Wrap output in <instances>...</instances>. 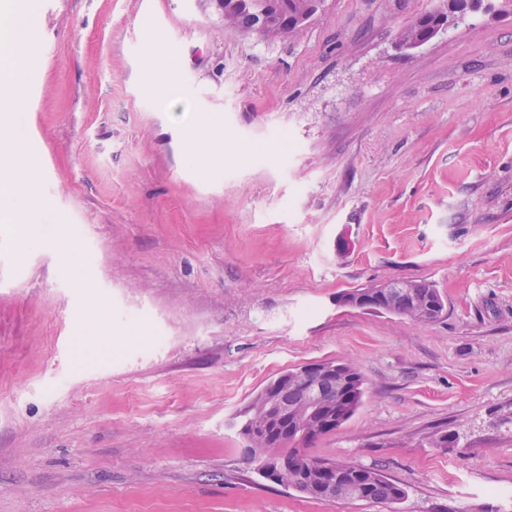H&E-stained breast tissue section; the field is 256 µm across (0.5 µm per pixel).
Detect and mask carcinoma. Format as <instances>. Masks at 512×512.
<instances>
[{"label": "carcinoma", "mask_w": 512, "mask_h": 512, "mask_svg": "<svg viewBox=\"0 0 512 512\" xmlns=\"http://www.w3.org/2000/svg\"><path fill=\"white\" fill-rule=\"evenodd\" d=\"M266 5L270 9V22L279 23L285 13L293 21V25L284 31L288 38L296 36L317 12L315 0H225L224 24L252 31L256 14ZM350 295L354 298L369 295L374 309L416 321H434L445 310L438 290L425 281H405L401 288L381 292L371 285L353 290ZM334 365L336 376L322 379L312 389L295 381V370L290 369L270 381L240 411L239 434L244 439L245 457L255 462L264 455H274L277 450L286 448L288 454H282L280 458L287 459V466L276 473L277 484L319 501L356 499L393 510L405 497V491L380 471L351 465L342 471L336 485L329 487L325 482L330 477L320 470L331 472L336 462L307 453L317 439L339 428L336 411L351 417L365 393L363 376L355 364L336 361ZM271 392L283 410L282 421L268 430L265 440L252 443L247 440L249 432L268 421L263 406L266 395Z\"/></svg>", "instance_id": "cac0c4a2"}]
</instances>
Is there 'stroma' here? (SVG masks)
<instances>
[{"instance_id": "obj_1", "label": "stroma", "mask_w": 512, "mask_h": 512, "mask_svg": "<svg viewBox=\"0 0 512 512\" xmlns=\"http://www.w3.org/2000/svg\"><path fill=\"white\" fill-rule=\"evenodd\" d=\"M439 3L324 0L288 39L208 0H34L28 149L79 250L0 214V512H382L241 453L238 412L328 360L366 395L314 456L380 470L399 512H512V13L403 46ZM185 113L224 130L204 176ZM394 280L434 284L443 316L336 302Z\"/></svg>"}]
</instances>
